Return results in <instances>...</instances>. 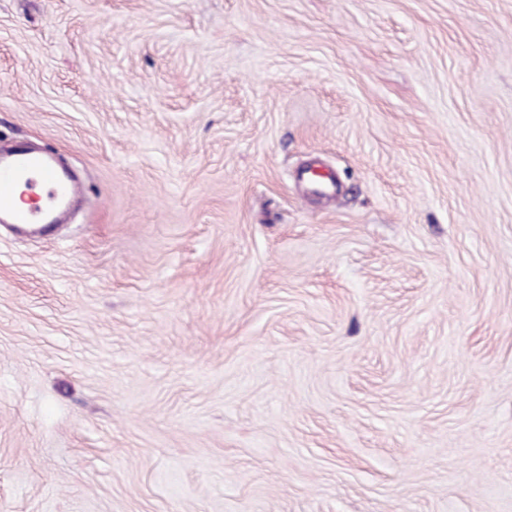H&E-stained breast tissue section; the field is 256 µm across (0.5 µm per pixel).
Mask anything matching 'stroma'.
I'll list each match as a JSON object with an SVG mask.
<instances>
[{
  "label": "stroma",
  "mask_w": 512,
  "mask_h": 512,
  "mask_svg": "<svg viewBox=\"0 0 512 512\" xmlns=\"http://www.w3.org/2000/svg\"><path fill=\"white\" fill-rule=\"evenodd\" d=\"M0 146V512H512V0H0ZM36 189L40 183L49 187L47 201L38 205L40 197L29 201L30 208H20L15 195L20 184ZM80 186L60 171L52 158L36 151H20L0 156V219L16 226L54 224Z\"/></svg>",
  "instance_id": "35a3bbf8"
}]
</instances>
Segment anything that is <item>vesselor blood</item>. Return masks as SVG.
Listing matches in <instances>:
<instances>
[{"mask_svg":"<svg viewBox=\"0 0 512 512\" xmlns=\"http://www.w3.org/2000/svg\"><path fill=\"white\" fill-rule=\"evenodd\" d=\"M37 188L47 185L44 204L18 207L15 195L19 185ZM80 186L60 171L52 158L36 151H20L0 156V219L17 226L51 225L58 221Z\"/></svg>","mask_w":512,"mask_h":512,"instance_id":"b4317fda","label":"vessel or blood"}]
</instances>
